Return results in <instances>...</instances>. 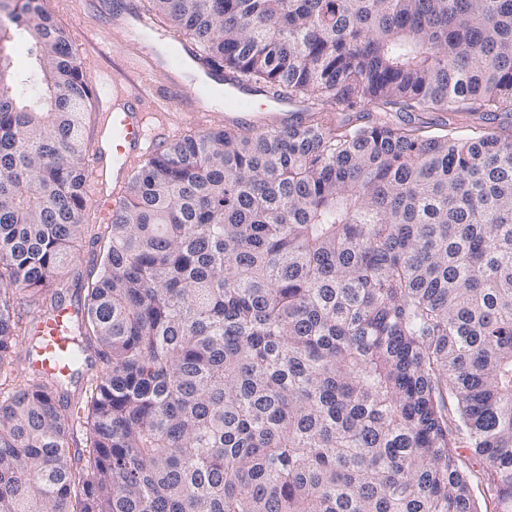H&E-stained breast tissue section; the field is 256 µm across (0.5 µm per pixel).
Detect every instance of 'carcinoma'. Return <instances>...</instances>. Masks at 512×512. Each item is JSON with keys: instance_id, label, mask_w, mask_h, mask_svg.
<instances>
[{"instance_id": "1", "label": "carcinoma", "mask_w": 512, "mask_h": 512, "mask_svg": "<svg viewBox=\"0 0 512 512\" xmlns=\"http://www.w3.org/2000/svg\"><path fill=\"white\" fill-rule=\"evenodd\" d=\"M0 87L9 293L76 260L89 80L12 0ZM224 78L308 105L163 145L105 227L69 351L0 398V512H512V0H147ZM366 109L333 121L335 107ZM448 117L395 127L390 112ZM28 44L22 38L11 39V41L7 44L6 51L10 54L11 58V68L14 73H27L28 76H31V72H29V61L27 56Z\"/></svg>"}]
</instances>
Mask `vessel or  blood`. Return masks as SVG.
Wrapping results in <instances>:
<instances>
[{
	"label": "vessel or blood",
	"instance_id": "1",
	"mask_svg": "<svg viewBox=\"0 0 512 512\" xmlns=\"http://www.w3.org/2000/svg\"><path fill=\"white\" fill-rule=\"evenodd\" d=\"M149 21L134 11L115 12L106 31L110 38L121 44L138 40L139 28ZM168 38L176 45L175 56H159L154 44H141L140 52L132 65L140 70L143 82L132 89L121 84H109L104 75H95L91 91L97 101L101 127L94 145L95 165L85 185L103 219H112L119 210L121 188L137 160L155 152L171 132V122L191 120L206 122L220 118L225 128L233 129L242 122H252L255 128L267 129L282 126L283 113L269 109L265 101L242 84H225L224 76L210 61L201 55L195 44L176 31H168ZM193 70L205 85L224 86L220 111L208 108L204 98H189L184 93L183 71ZM163 75V85L152 82L154 75ZM76 311L62 306L53 316L36 321L35 331L45 339L38 369L53 373H69L68 327Z\"/></svg>",
	"mask_w": 512,
	"mask_h": 512
}]
</instances>
